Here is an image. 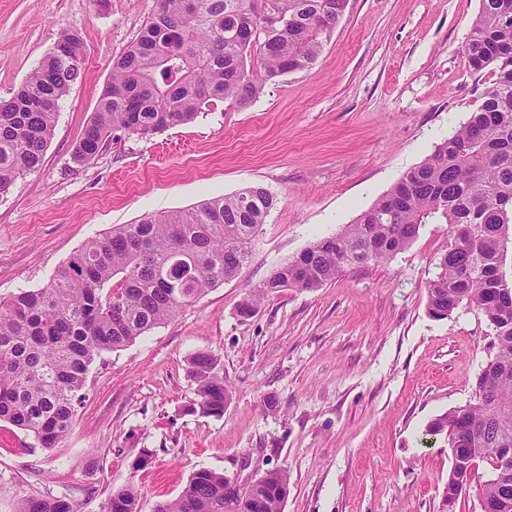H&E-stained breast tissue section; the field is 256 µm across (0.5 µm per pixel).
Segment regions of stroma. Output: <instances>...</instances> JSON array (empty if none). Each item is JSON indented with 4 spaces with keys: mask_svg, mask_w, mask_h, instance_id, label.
<instances>
[{
    "mask_svg": "<svg viewBox=\"0 0 512 512\" xmlns=\"http://www.w3.org/2000/svg\"><path fill=\"white\" fill-rule=\"evenodd\" d=\"M157 0H0V98L61 31L85 44L40 169L0 193V299L42 288L89 239L145 214L259 185L278 204L241 273L132 344L103 352L70 434L45 449L0 422V512L25 495L102 512L112 487L141 512L207 468L258 478L288 471L283 512H447L448 439L428 423L465 406L492 349L467 308L436 320L427 282L448 238L421 227L390 261L345 268L314 291L288 288L240 317L246 289L336 234L452 135L494 81L463 54L479 0H350L313 68L264 83L244 109L217 101L149 138L117 133L91 162L72 154L112 63ZM220 361L223 416L193 412L188 360ZM150 464L134 470L141 449Z\"/></svg>",
    "mask_w": 512,
    "mask_h": 512,
    "instance_id": "obj_1",
    "label": "stroma"
}]
</instances>
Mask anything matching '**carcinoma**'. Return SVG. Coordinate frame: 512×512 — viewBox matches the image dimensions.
Masks as SVG:
<instances>
[{
	"label": "carcinoma",
	"instance_id": "carcinoma-1",
	"mask_svg": "<svg viewBox=\"0 0 512 512\" xmlns=\"http://www.w3.org/2000/svg\"><path fill=\"white\" fill-rule=\"evenodd\" d=\"M337 0H158L139 36L113 61L74 162L93 160L123 131L140 138L193 122L215 100L247 107L262 82L313 66L342 14ZM469 69L495 81L479 107L431 155L411 168L353 223L312 242L247 289L237 305L254 316L284 288L314 290L347 267L384 262L407 249L424 224L448 225V241L426 285L438 320L465 305L493 331L495 355L482 367L473 401L431 421L448 436V503L472 490L494 502L512 483V284L503 273L512 224V0H480L463 45ZM82 63L49 51L13 96L0 100V193L37 171L60 101ZM278 199L262 186L219 196L187 210L146 215L89 240L44 288L0 303V421L55 448L72 429L85 384L105 351L124 347L170 320L247 265ZM217 359L198 352L189 375L193 410L224 415L230 389ZM288 472L271 468L249 489L222 472L199 469L181 493L153 512H282ZM16 512H77L64 496H28ZM104 512H138L131 485L112 488Z\"/></svg>",
	"mask_w": 512,
	"mask_h": 512
}]
</instances>
